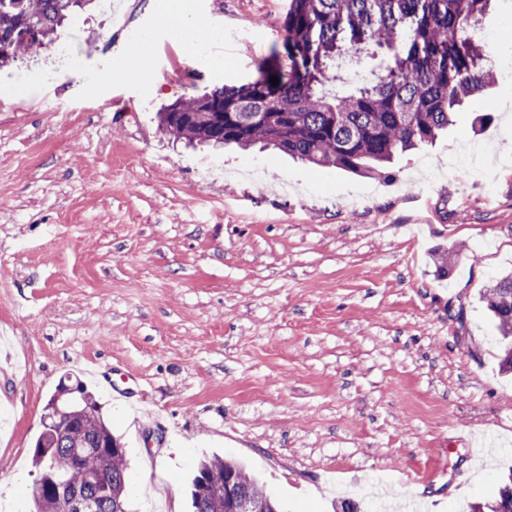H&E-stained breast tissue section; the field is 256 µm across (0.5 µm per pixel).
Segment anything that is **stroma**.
Masks as SVG:
<instances>
[{
    "instance_id": "35a3bbf8",
    "label": "stroma",
    "mask_w": 512,
    "mask_h": 512,
    "mask_svg": "<svg viewBox=\"0 0 512 512\" xmlns=\"http://www.w3.org/2000/svg\"><path fill=\"white\" fill-rule=\"evenodd\" d=\"M287 8L185 0L183 28L217 38L181 82L151 0H94L59 42L0 69L14 95L0 108V512H28L66 375L125 444L134 512H188L213 455L284 512L344 498L370 512L375 471L387 512H467L512 471V378L481 300L512 270V79L386 176L158 130L176 100L254 79ZM142 31L148 76H119ZM455 156L483 170L463 190ZM407 471L425 483L402 489Z\"/></svg>"
}]
</instances>
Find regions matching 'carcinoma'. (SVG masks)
<instances>
[{
	"instance_id": "1",
	"label": "carcinoma",
	"mask_w": 512,
	"mask_h": 512,
	"mask_svg": "<svg viewBox=\"0 0 512 512\" xmlns=\"http://www.w3.org/2000/svg\"><path fill=\"white\" fill-rule=\"evenodd\" d=\"M88 0H0V68L60 37V28ZM492 0H289L283 49L275 48L257 77L177 100L158 113L160 129L177 140L212 146L257 143L317 166L379 176L394 159L433 142L454 112L493 81L474 37ZM374 44L386 55L374 82L337 86L336 63ZM278 78V84L271 77ZM483 300L496 321L500 370L512 373V273L495 279ZM59 381L44 407L33 450L34 512H70L58 485L94 503V512H128L125 448L100 403L80 380ZM71 399L56 414L57 397ZM94 469L110 486L100 492L85 473ZM192 512H229L250 500L280 512L278 504L235 461L199 463L192 479ZM471 512H512V475L491 501Z\"/></svg>"
}]
</instances>
